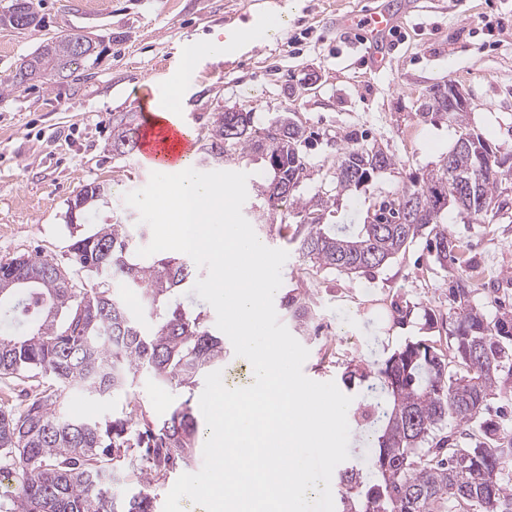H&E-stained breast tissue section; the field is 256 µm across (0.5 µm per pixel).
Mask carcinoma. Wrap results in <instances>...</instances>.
Instances as JSON below:
<instances>
[{"label": "carcinoma", "mask_w": 512, "mask_h": 512, "mask_svg": "<svg viewBox=\"0 0 512 512\" xmlns=\"http://www.w3.org/2000/svg\"><path fill=\"white\" fill-rule=\"evenodd\" d=\"M73 53V33L49 39L23 59L25 73L3 81L0 95L29 81L53 83ZM458 129L439 167L414 178L401 194L376 201L363 224L327 223L339 197L367 190L375 176L395 165L381 145L356 143L338 157L336 182L308 199L296 195L310 162L309 137L291 119L257 128L250 112L213 113L202 138L200 161L228 164L252 158L267 162L262 194L275 223L280 204L294 205L298 224L288 242L313 268L343 274L379 269L419 238L426 239L440 266L457 260L461 246L448 232V210L468 222L492 211L504 170L489 141L470 128L469 112L439 114L423 100L415 113ZM137 116L112 121V151L125 156L138 148ZM108 188L95 183L80 195L82 208L107 204ZM145 225L100 224L72 236V268L49 256H20L0 264V277L19 273L25 288L0 292V380L47 376L51 383L22 407H0V466L19 484L0 512H157L153 483L193 458L200 417L187 396L165 419L149 423L137 408L121 409L102 421H76L63 414L75 390L107 400L127 391L147 370L163 386L192 391L198 377L224 361V338L212 331L206 313L180 301L182 289L198 281L184 257L150 262L136 254ZM141 294L145 329L114 284ZM476 281L468 266L451 288L458 303L448 333V352L422 343L395 351L377 372L384 394L369 384V403L353 419L377 426L372 468L339 469L343 492L339 512H512V486L502 478L512 464V436L484 419L493 399L508 385L503 376L512 358V318L490 320L472 299ZM301 328L311 308L291 292L282 300ZM466 430L460 446L444 432L448 420Z\"/></svg>", "instance_id": "obj_1"}]
</instances>
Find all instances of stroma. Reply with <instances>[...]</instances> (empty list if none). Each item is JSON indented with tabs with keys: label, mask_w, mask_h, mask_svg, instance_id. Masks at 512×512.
<instances>
[{
	"label": "stroma",
	"mask_w": 512,
	"mask_h": 512,
	"mask_svg": "<svg viewBox=\"0 0 512 512\" xmlns=\"http://www.w3.org/2000/svg\"><path fill=\"white\" fill-rule=\"evenodd\" d=\"M41 28L0 27V81L42 42L75 31L112 36L97 64H80L64 80L32 81L0 97V263L39 252L65 262L66 211L85 185L109 189L110 210L139 221L123 201L150 177L139 155L113 154L112 119L175 106L196 136L213 113L242 110L264 128L285 117L312 143L310 175L297 193L330 185L351 138L378 142L396 164L360 193L340 196L338 224L364 223L374 201L399 193L452 147L456 131L434 119L418 122V99L452 81L469 97L471 126L512 158V0H35ZM388 5L406 16L389 39L388 62L375 72L364 45L339 24L342 12ZM261 15H279L281 30L262 45L241 37ZM202 53L183 70L185 41ZM448 228L482 279L475 297L489 318L512 315V176L499 185L489 224L449 215ZM290 252L282 290L298 289L314 320L294 337L309 351L306 377L341 383L344 373H377L408 342L444 341L453 314L448 283L456 264L442 267L416 240L380 269L345 275H303ZM135 396L147 418L160 420L181 390L139 372L129 395L106 401L73 392L64 411L100 420Z\"/></svg>",
	"instance_id": "stroma-1"
}]
</instances>
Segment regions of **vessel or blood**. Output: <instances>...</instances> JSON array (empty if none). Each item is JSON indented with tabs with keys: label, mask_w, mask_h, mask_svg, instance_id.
Masks as SVG:
<instances>
[{
	"label": "vessel or blood",
	"mask_w": 512,
	"mask_h": 512,
	"mask_svg": "<svg viewBox=\"0 0 512 512\" xmlns=\"http://www.w3.org/2000/svg\"><path fill=\"white\" fill-rule=\"evenodd\" d=\"M343 24L357 32L369 52H377L398 19L388 11L374 8L364 14H346ZM195 136L192 128L180 120L176 113H169L165 119H157L153 113H146L142 125L139 152L145 164L160 167L174 161L191 159L194 152Z\"/></svg>",
	"instance_id": "obj_1"
}]
</instances>
